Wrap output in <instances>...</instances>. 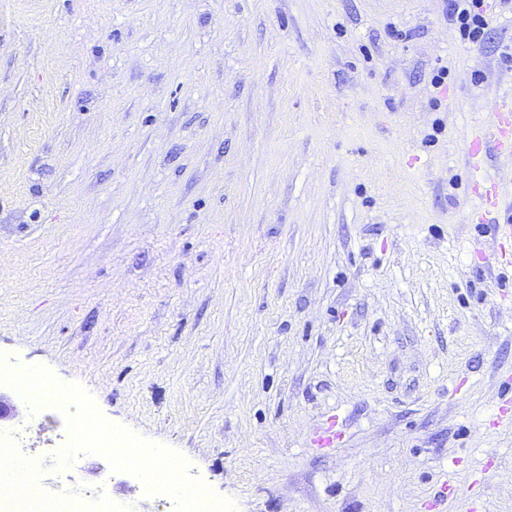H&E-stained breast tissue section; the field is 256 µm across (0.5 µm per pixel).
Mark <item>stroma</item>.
<instances>
[{"instance_id": "1", "label": "stroma", "mask_w": 512, "mask_h": 512, "mask_svg": "<svg viewBox=\"0 0 512 512\" xmlns=\"http://www.w3.org/2000/svg\"><path fill=\"white\" fill-rule=\"evenodd\" d=\"M448 0H0V367L167 449L224 512H512V242L468 158L512 8ZM448 83L435 88L437 67ZM335 423L333 448L313 445ZM176 512L138 468L52 460ZM485 0H448V21L454 25L459 37L470 43L486 38L488 20ZM478 194L477 211L470 213V220L485 224L486 217L496 214L492 223L495 237L503 242L512 241V201L508 207L502 189L496 179H482L475 185Z\"/></svg>"}]
</instances>
